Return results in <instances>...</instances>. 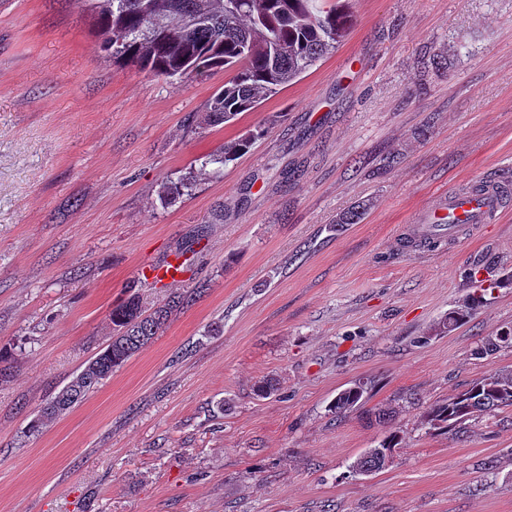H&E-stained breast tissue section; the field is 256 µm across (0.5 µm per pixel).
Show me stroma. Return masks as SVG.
<instances>
[{"instance_id":"1","label":"stroma","mask_w":512,"mask_h":512,"mask_svg":"<svg viewBox=\"0 0 512 512\" xmlns=\"http://www.w3.org/2000/svg\"><path fill=\"white\" fill-rule=\"evenodd\" d=\"M348 5L334 53L191 134L225 72L112 62L84 0H0V512H512V410L451 430L423 418L512 368V348L478 354L512 327V284L432 333L479 277L512 276V210L430 253L399 236L435 195L512 173V0ZM257 125L220 177L160 201ZM176 256L183 279L143 277ZM133 294L185 302L26 436ZM356 382L363 408L336 415ZM391 433L388 465L354 473ZM266 132L265 126H257L246 130L237 138L225 141L218 150L210 154L202 163L200 172H195V169L190 168V171L183 174L176 182L169 181L163 183L158 192L159 199L162 203L166 204L168 201L176 200L180 196L191 195L197 186L198 175L211 174L215 177L221 175L224 166L246 154L252 145L261 139ZM208 165L211 166V170H209V173H206Z\"/></svg>"}]
</instances>
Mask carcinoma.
<instances>
[{
    "label": "carcinoma",
    "mask_w": 512,
    "mask_h": 512,
    "mask_svg": "<svg viewBox=\"0 0 512 512\" xmlns=\"http://www.w3.org/2000/svg\"><path fill=\"white\" fill-rule=\"evenodd\" d=\"M99 35L112 59L172 78L202 76L228 70L232 75L206 102L196 128L234 122L312 68L336 49L353 19L342 4L328 9L314 0H86ZM266 134L257 126L224 142L195 169L177 181L162 184L159 199L166 203L191 195L198 175H221L224 166L246 154ZM367 209L359 203L336 218V225L357 224ZM181 296L146 312L137 295L112 308L113 335L107 346L83 370L44 403L25 436L40 432L48 421L80 403L112 371L147 346L180 306ZM480 297L467 298L438 323L437 331L451 332L466 322ZM512 347V328L489 336L478 354L491 356ZM364 388L355 384L336 396L334 410L346 412L362 406ZM512 407V369L495 370L459 394L425 413L426 423L448 428L476 414ZM386 457L373 450L356 459L357 472L384 468Z\"/></svg>",
    "instance_id": "obj_1"
}]
</instances>
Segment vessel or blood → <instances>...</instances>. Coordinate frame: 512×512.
<instances>
[{
    "instance_id": "b4317fda",
    "label": "vessel or blood",
    "mask_w": 512,
    "mask_h": 512,
    "mask_svg": "<svg viewBox=\"0 0 512 512\" xmlns=\"http://www.w3.org/2000/svg\"><path fill=\"white\" fill-rule=\"evenodd\" d=\"M511 209L512 184L485 176L464 188L438 195L417 223L402 227L401 234L421 244L436 237L451 240L470 237Z\"/></svg>"
}]
</instances>
